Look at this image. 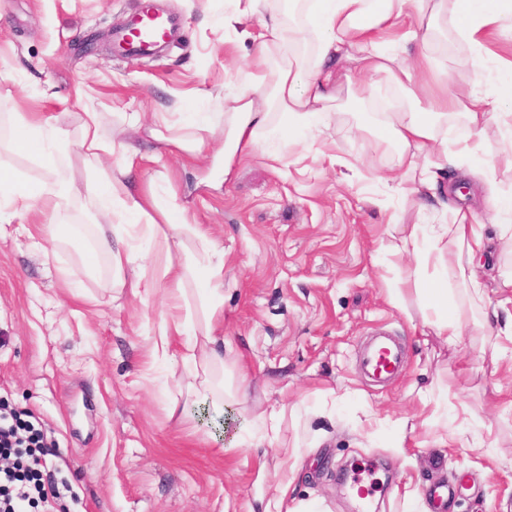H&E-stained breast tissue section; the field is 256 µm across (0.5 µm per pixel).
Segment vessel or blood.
<instances>
[{"mask_svg":"<svg viewBox=\"0 0 512 512\" xmlns=\"http://www.w3.org/2000/svg\"><path fill=\"white\" fill-rule=\"evenodd\" d=\"M178 26L175 17L142 10L126 27L115 30L112 40L122 44L129 57H149L173 41ZM405 365L399 346L387 337L376 338L363 352L364 372L382 382L400 375Z\"/></svg>","mask_w":512,"mask_h":512,"instance_id":"vessel-or-blood-1","label":"vessel or blood"}]
</instances>
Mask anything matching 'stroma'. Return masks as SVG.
Listing matches in <instances>:
<instances>
[{
    "instance_id": "stroma-1",
    "label": "stroma",
    "mask_w": 512,
    "mask_h": 512,
    "mask_svg": "<svg viewBox=\"0 0 512 512\" xmlns=\"http://www.w3.org/2000/svg\"><path fill=\"white\" fill-rule=\"evenodd\" d=\"M175 13L182 37L155 56L112 51V33L137 0H0V161L29 183L49 182L45 160L14 151L13 113L68 133L71 189L59 208L0 224V399L38 420L53 448L47 461L74 493L33 512H253L271 498L286 465L276 445L254 447L263 412L285 409L282 442L301 456L293 485L311 512H357L346 491L365 470L380 487L370 512H423L431 485H461L439 512H512V340L483 323L455 278L464 317L459 346L430 336L419 297L393 305L387 289L414 278L412 257L395 262L386 246L415 227L454 224L471 213L487 242L467 265L490 301L512 275V238L492 220L484 184L490 168L500 195L512 197L506 118L482 134L487 152L460 157L449 182V210L419 209L384 186L375 164L380 116L341 104L297 147L274 138L224 168V113L239 93L238 69L253 66V18L224 26L230 0H157ZM494 59L484 82L468 47L447 35L430 46L444 57L449 92L495 93L498 60L512 61V32L489 39ZM100 116L115 144L147 151L150 129L208 115L218 131L207 150L143 161L137 194L175 197L224 252L221 334L227 377L246 392L223 409L187 403L188 372L155 349L163 319L178 316L163 271L183 252L166 253L137 225L103 216L86 184L108 169L77 147L80 110ZM142 117L131 128L126 113ZM115 227L132 261L114 286L106 256L81 273L80 243L58 226ZM150 288L133 291L138 276ZM390 330L402 342L404 375L385 387L358 369L360 345ZM447 437V447L437 445Z\"/></svg>"
}]
</instances>
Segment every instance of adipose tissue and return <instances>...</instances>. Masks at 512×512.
<instances>
[{
  "mask_svg": "<svg viewBox=\"0 0 512 512\" xmlns=\"http://www.w3.org/2000/svg\"><path fill=\"white\" fill-rule=\"evenodd\" d=\"M319 7L308 22L314 53L305 57L294 52L292 39L282 18L268 7V0H234L232 13L225 16L231 28L241 18L256 17L259 31L260 65L276 59V78L271 88H264L256 71H238L241 89L230 111L224 115L228 127L224 149L225 165H232L239 152L260 145L263 133L271 131L282 141L296 142V133L313 127L323 116L337 109L343 96L352 94L353 82L344 72V63L355 71L383 78L407 98L399 112L387 114L382 122L383 141L388 163L386 181H393L401 170L416 172L413 192L419 208L448 203V168L454 155L431 156L436 129L447 123L449 115H463L472 134L461 143L462 152L479 155L484 145L480 131L502 114L512 112V87H499L488 96L473 90L463 96L449 94L444 88L445 62L429 51L434 34L453 28L457 38L468 44L475 61H482L484 36L489 32L512 31V0H317ZM414 9L416 28L403 32L395 41L385 42L381 32L392 29L407 9ZM416 45L415 57H408L409 45ZM17 150L35 154L50 165L53 187L26 184L7 165L0 163V223L9 224L20 211L48 204L69 188V155L64 145L66 133L48 123H35L15 114L12 130ZM87 159L98 160L119 154L115 171L105 172L93 187L100 211L125 216L127 223L142 224L148 235L162 234L168 248H183L186 240L202 239L198 225L170 202L155 196H134L127 180L136 165L139 151L133 147L116 148L100 127L98 113H86L79 142ZM456 245L467 257H474L484 247V239L474 225L443 224L432 238L418 234L393 240L389 251L397 257L412 254L419 267L432 270L430 280H399L391 289L392 303L402 301L411 291L423 301L426 322L433 335L450 346L462 336V318L455 296L448 286L453 267L448 257L449 245ZM223 261L210 255L192 256L186 262L168 265L167 276L173 281L172 297L184 294L185 279L198 285L197 306L184 319L164 327L158 343L170 349V339L183 337L181 350L171 351L173 360L190 366L187 391L195 400L223 407L230 388L224 385V339L217 323L224 311Z\"/></svg>",
  "mask_w": 512,
  "mask_h": 512,
  "instance_id": "1",
  "label": "adipose tissue"
}]
</instances>
